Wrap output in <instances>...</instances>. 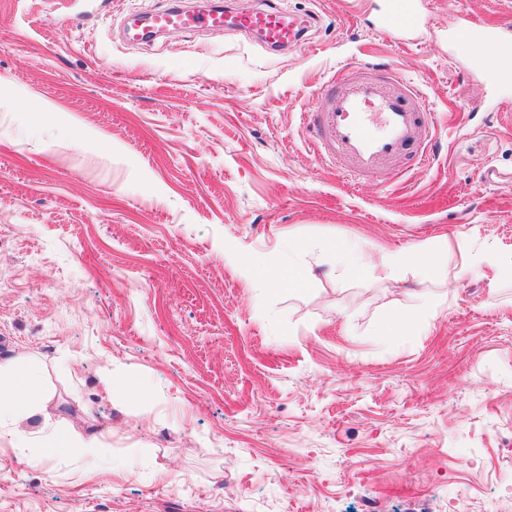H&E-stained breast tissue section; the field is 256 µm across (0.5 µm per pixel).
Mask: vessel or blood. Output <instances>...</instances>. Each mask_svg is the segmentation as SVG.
<instances>
[{
    "label": "vessel or blood",
    "mask_w": 512,
    "mask_h": 512,
    "mask_svg": "<svg viewBox=\"0 0 512 512\" xmlns=\"http://www.w3.org/2000/svg\"><path fill=\"white\" fill-rule=\"evenodd\" d=\"M163 29H195L201 26L233 27L260 34L271 45H288L298 38L289 17L270 0L269 5L243 13L219 9L196 14L169 6L154 17ZM461 41H479L491 49L500 44L493 28L464 22ZM394 63L348 65L336 73L338 88L326 92V105L313 114L314 147L333 146L338 155L351 158L358 176L387 177V166L404 150L415 147L422 136V118L429 115L428 103L414 86H402Z\"/></svg>",
    "instance_id": "b4317fda"
}]
</instances>
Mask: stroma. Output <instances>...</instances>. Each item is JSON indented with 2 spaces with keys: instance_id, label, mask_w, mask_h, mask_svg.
<instances>
[{
  "instance_id": "stroma-1",
  "label": "stroma",
  "mask_w": 512,
  "mask_h": 512,
  "mask_svg": "<svg viewBox=\"0 0 512 512\" xmlns=\"http://www.w3.org/2000/svg\"><path fill=\"white\" fill-rule=\"evenodd\" d=\"M162 2L0 0V360L109 446L0 451V512H512V80L455 37L488 22L512 52V0H278L310 22L283 50L122 39ZM389 60L437 146L382 183L304 115ZM439 240L475 272L331 274L338 245ZM287 242L311 278L276 292L240 258ZM395 312L413 335L380 337ZM107 365L141 391L105 395Z\"/></svg>"
}]
</instances>
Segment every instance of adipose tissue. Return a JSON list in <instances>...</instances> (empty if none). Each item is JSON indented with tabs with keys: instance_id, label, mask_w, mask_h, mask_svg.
I'll list each match as a JSON object with an SVG mask.
<instances>
[{
	"instance_id": "1",
	"label": "adipose tissue",
	"mask_w": 512,
	"mask_h": 512,
	"mask_svg": "<svg viewBox=\"0 0 512 512\" xmlns=\"http://www.w3.org/2000/svg\"><path fill=\"white\" fill-rule=\"evenodd\" d=\"M448 260V248L442 244L420 245L410 251H386L375 256L344 252L333 273L341 277L357 271L380 280H391L404 266L414 265L424 273L434 274L443 271ZM242 263L259 270L271 288L288 286L297 289L308 281L307 270L289 262L246 257ZM44 414V396L32 372L21 369L17 360L0 361V439L8 441L14 454H25L33 444L45 441L54 452L64 447L81 448L89 455L100 451L101 444L94 436L47 440L46 427L40 422Z\"/></svg>"
}]
</instances>
